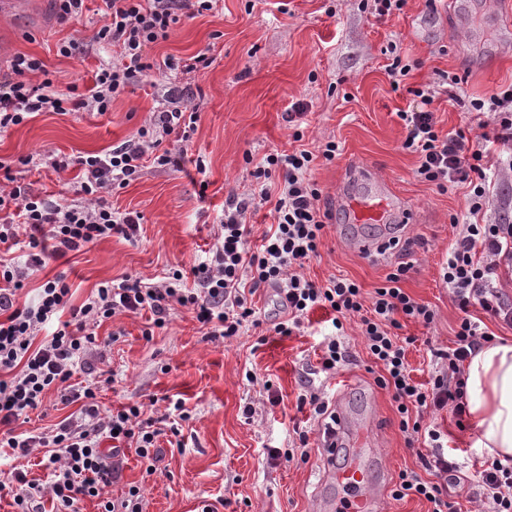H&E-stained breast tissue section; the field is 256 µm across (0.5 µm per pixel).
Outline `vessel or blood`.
I'll list each match as a JSON object with an SVG mask.
<instances>
[{"mask_svg": "<svg viewBox=\"0 0 512 512\" xmlns=\"http://www.w3.org/2000/svg\"><path fill=\"white\" fill-rule=\"evenodd\" d=\"M351 173L366 186L363 194L349 198L346 207L352 223L371 224L381 233L395 224L408 223L410 214L402 209L386 183L375 180L369 170L352 168ZM346 449L344 467L334 462L336 451ZM323 472L319 494L312 512H337L341 499H348L346 512H382L380 477L385 461L369 433L366 422H349L344 412L336 414V429L321 442Z\"/></svg>", "mask_w": 512, "mask_h": 512, "instance_id": "vessel-or-blood-1", "label": "vessel or blood"}]
</instances>
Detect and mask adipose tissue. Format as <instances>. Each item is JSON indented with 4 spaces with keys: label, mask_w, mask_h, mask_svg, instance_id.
<instances>
[{
    "label": "adipose tissue",
    "mask_w": 512,
    "mask_h": 512,
    "mask_svg": "<svg viewBox=\"0 0 512 512\" xmlns=\"http://www.w3.org/2000/svg\"><path fill=\"white\" fill-rule=\"evenodd\" d=\"M465 377L475 447L512 457V343L485 345L466 362Z\"/></svg>",
    "instance_id": "ef3b65f1"
}]
</instances>
